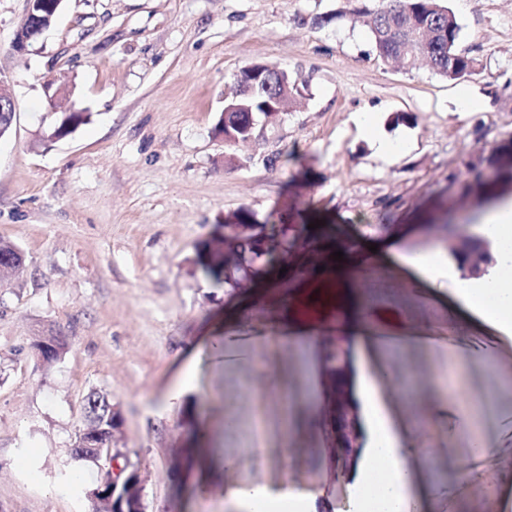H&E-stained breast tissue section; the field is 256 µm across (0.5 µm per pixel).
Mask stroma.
Segmentation results:
<instances>
[{
    "instance_id": "stroma-1",
    "label": "stroma",
    "mask_w": 512,
    "mask_h": 512,
    "mask_svg": "<svg viewBox=\"0 0 512 512\" xmlns=\"http://www.w3.org/2000/svg\"><path fill=\"white\" fill-rule=\"evenodd\" d=\"M445 2L476 61L458 81L375 56L361 11L380 0H65L24 53L13 42L27 0H0V73L16 104L0 139V236L26 257L19 278L0 279V512H94L98 468L71 455L94 391L120 416L113 445L141 476L145 512H224L226 485L246 477L254 403L245 388L267 334L294 325L319 329L314 348L283 347L279 367L303 390L292 445L310 454L297 478L275 470L263 482L317 492L316 512H345L353 481L336 470L333 428L313 421L335 394L322 381L334 334L321 325L358 313L366 275L375 309L397 317L401 337L367 348L364 365L403 432L409 418L389 381L451 365L456 387L480 380L497 407L494 452L480 464L494 499L470 492L441 458L467 452L479 434L452 406L432 424L431 456L415 461L423 512L512 503L501 458L512 450V339L453 315L447 289L403 267L375 257L341 287L327 263L339 244L361 252L391 235L407 253L447 247V221L476 228L491 206L458 182L512 138V0ZM249 63L285 71L302 95L263 138L232 148L215 126L232 74ZM51 79L70 93L50 99ZM463 96L475 109L459 110ZM64 112L88 120L44 141ZM363 112L375 135L359 126ZM397 113L408 121L392 124ZM384 141L401 147L388 161ZM230 154L236 166L225 165ZM241 212L251 218L244 233L284 224L293 245L285 272L229 286L203 267L221 262L224 226ZM335 288L340 311L311 308ZM52 331L66 348L49 366L34 343ZM220 336L239 343L216 357L207 345ZM195 350L194 392L161 409ZM23 447L35 452L33 471L17 465ZM226 458L236 465L220 470Z\"/></svg>"
}]
</instances>
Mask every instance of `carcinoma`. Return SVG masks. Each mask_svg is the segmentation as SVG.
<instances>
[{"label":"carcinoma","mask_w":512,"mask_h":512,"mask_svg":"<svg viewBox=\"0 0 512 512\" xmlns=\"http://www.w3.org/2000/svg\"><path fill=\"white\" fill-rule=\"evenodd\" d=\"M368 17L367 30L376 55L384 61L403 58V68L411 71L416 68L417 60L428 62L433 72L450 81L461 80L474 74L475 59L457 49L461 26L455 13L444 11L441 0H382V6L375 10H364ZM455 49L453 65H448V48ZM288 90V101H293L301 94L298 85L289 80L288 75L269 65L251 84V93L245 104L253 112H266L274 99L283 90ZM87 117L82 113L65 112L60 120L49 129L46 135L51 141L58 137L60 131L71 130L84 122ZM459 189L464 194H479L488 191L483 175L475 173L459 182ZM259 235H250L235 239L237 260L224 266V282L234 284L237 274L242 270L253 273L256 261L265 266L279 262L288 252L290 241H280V249H266L261 245ZM484 241L472 240V244L452 256L461 262L462 268L479 263L483 258ZM17 272L25 266V255L11 241L0 238V266ZM89 424L87 429L100 430L106 434L119 426L117 414L107 398L97 392L87 397L86 404Z\"/></svg>","instance_id":"obj_1"}]
</instances>
